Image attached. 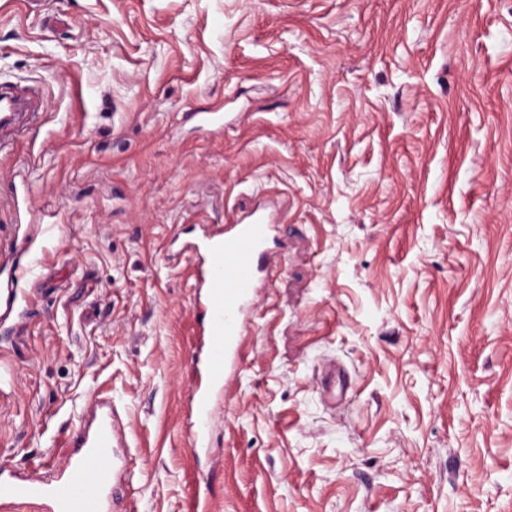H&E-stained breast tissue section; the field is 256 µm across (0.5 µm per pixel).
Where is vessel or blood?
Wrapping results in <instances>:
<instances>
[{
    "label": "vessel or blood",
    "instance_id": "b4317fda",
    "mask_svg": "<svg viewBox=\"0 0 512 512\" xmlns=\"http://www.w3.org/2000/svg\"><path fill=\"white\" fill-rule=\"evenodd\" d=\"M38 112L33 95L0 87L1 129L15 128L17 114L32 118ZM274 232L266 213L256 210L186 244L197 258L191 305L200 336L191 353L194 452L210 445V421L227 390L229 374L241 358L246 317L278 263ZM128 445V434L111 403L98 401L75 432L74 451L60 465L56 481H47L34 471L0 467V504L39 501L50 512H109L117 488L127 479L124 450Z\"/></svg>",
    "mask_w": 512,
    "mask_h": 512
}]
</instances>
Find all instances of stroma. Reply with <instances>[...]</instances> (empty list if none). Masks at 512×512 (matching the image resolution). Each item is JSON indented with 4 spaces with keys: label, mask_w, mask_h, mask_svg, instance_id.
<instances>
[{
    "label": "stroma",
    "mask_w": 512,
    "mask_h": 512,
    "mask_svg": "<svg viewBox=\"0 0 512 512\" xmlns=\"http://www.w3.org/2000/svg\"><path fill=\"white\" fill-rule=\"evenodd\" d=\"M8 84L42 111L0 148V465L52 477L104 398L132 512H512V0H0ZM257 208L215 470L169 248Z\"/></svg>",
    "instance_id": "stroma-1"
}]
</instances>
